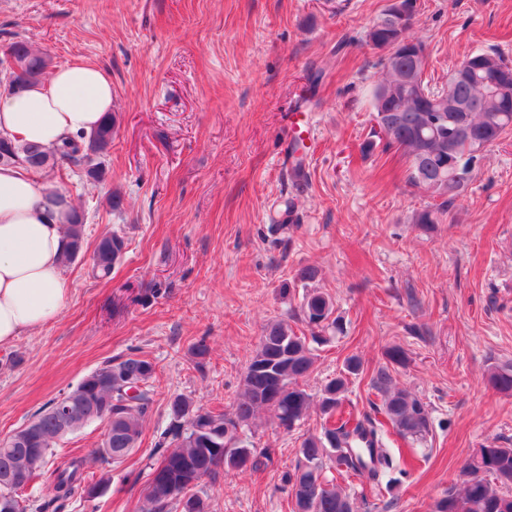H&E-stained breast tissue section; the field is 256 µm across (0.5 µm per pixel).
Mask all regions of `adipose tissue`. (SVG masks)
<instances>
[{
  "mask_svg": "<svg viewBox=\"0 0 512 512\" xmlns=\"http://www.w3.org/2000/svg\"><path fill=\"white\" fill-rule=\"evenodd\" d=\"M112 80L92 64L56 68L43 82L0 95V134L46 148L89 133L112 110ZM23 168L0 166V348L41 328L65 305L66 204Z\"/></svg>",
  "mask_w": 512,
  "mask_h": 512,
  "instance_id": "1",
  "label": "adipose tissue"
}]
</instances>
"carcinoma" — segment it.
I'll use <instances>...</instances> for the list:
<instances>
[{
	"label": "carcinoma",
	"mask_w": 512,
	"mask_h": 512,
	"mask_svg": "<svg viewBox=\"0 0 512 512\" xmlns=\"http://www.w3.org/2000/svg\"><path fill=\"white\" fill-rule=\"evenodd\" d=\"M412 20L405 22L391 10L366 32V41L381 52L382 78L372 93L374 139L363 144L370 152L376 141L404 150L409 161V183L429 193L438 203L415 213L413 223L422 228L441 222L448 206L461 196L483 153L512 131V60L496 48L467 53L462 62L474 67L464 76L448 74V88H434L425 80L415 81V89L396 86L398 76L418 69L414 55L402 43L419 48L423 43L410 35ZM17 64L22 72L5 83L9 90L23 88L39 80L50 64V57L26 40L12 42L0 52V65ZM446 95L464 107L462 112H431L420 101L429 96ZM116 117L109 113L92 132L67 137L51 150L16 138L0 140V164L20 165L34 173L47 172L57 160L87 165V174L102 178L94 157L107 151L115 135ZM67 248L64 262L76 259L84 248L81 213L71 208L65 224ZM126 249L124 238L115 233L100 237L92 254L93 271L106 277L121 261ZM318 270L305 267L297 273L304 293L300 315L310 327V336L297 335L288 322L275 320L266 325L255 350L265 357L271 371L245 372L242 390L233 412L200 407L184 394L169 401L170 425L163 432L170 439V450L161 455L146 475L139 512H209L200 488L199 476L213 478L218 470L255 469L259 453L249 440L254 421L261 411L270 413L284 432L295 430L317 404L323 423L320 431L306 436L298 448L294 470L288 473V492L296 512H353V502L335 481L324 477L331 465L340 477L364 476L369 492L380 498L392 494L406 473L400 468L401 449L397 442L424 438L430 430L429 412L409 389L399 387L389 366L402 367L407 358L403 349L387 350L389 365L371 378V388L380 402L371 403L375 416L360 413L346 400L350 379L363 371L354 355L345 359L339 375L329 379L318 397L300 385L315 362V346L327 343L344 331L336 316L331 297L310 283ZM155 363L148 357L130 354L105 361L76 385L77 403L68 416L69 425L56 411L66 401L61 395L49 401L24 427L0 441V499L19 496L34 477L49 483L51 498L44 504L52 512H64L76 497L94 499L110 484L101 477L86 481L88 458L71 457L59 464L51 462L53 444L86 425L107 424L114 416L106 440L92 451L105 464H120L139 447L143 425L154 405L151 382ZM490 382L502 393H512V365L494 368ZM139 386L130 398L128 390ZM463 488L450 487L437 499L432 512H512V448L483 446L475 449L461 470Z\"/></svg>",
	"instance_id": "1"
}]
</instances>
